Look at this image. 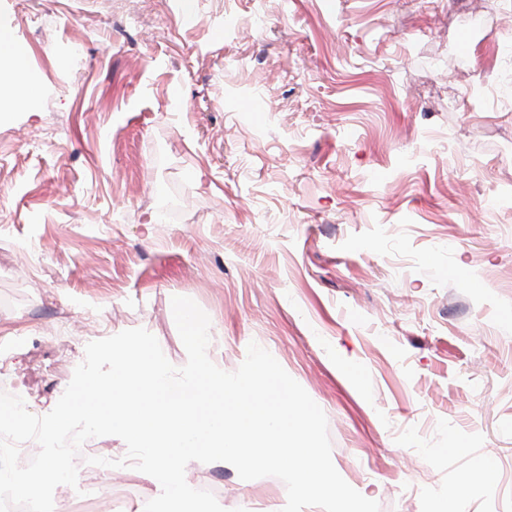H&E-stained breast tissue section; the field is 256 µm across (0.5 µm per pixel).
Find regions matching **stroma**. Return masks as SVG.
<instances>
[{
	"label": "stroma",
	"instance_id": "35a3bbf8",
	"mask_svg": "<svg viewBox=\"0 0 512 512\" xmlns=\"http://www.w3.org/2000/svg\"><path fill=\"white\" fill-rule=\"evenodd\" d=\"M40 83L0 120V346L49 413L87 337L269 351L380 512H512V0H0ZM261 101V111L251 109ZM226 512L274 477L187 466ZM138 512L156 489L112 471Z\"/></svg>",
	"mask_w": 512,
	"mask_h": 512
}]
</instances>
